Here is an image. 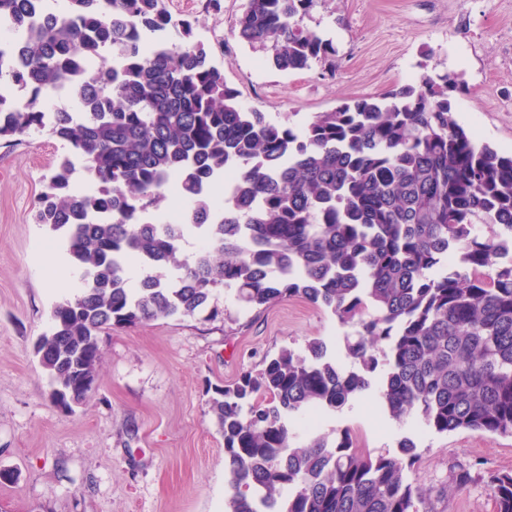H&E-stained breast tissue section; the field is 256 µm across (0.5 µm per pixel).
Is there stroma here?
Returning a JSON list of instances; mask_svg holds the SVG:
<instances>
[{"instance_id":"stroma-1","label":"stroma","mask_w":512,"mask_h":512,"mask_svg":"<svg viewBox=\"0 0 512 512\" xmlns=\"http://www.w3.org/2000/svg\"><path fill=\"white\" fill-rule=\"evenodd\" d=\"M166 0L191 20V42L223 69L240 104L302 128L315 113L448 72L459 123L512 152V0H316L303 23L336 48L333 65L279 72L233 33L246 0ZM64 148L45 130L0 140V512H224V440L209 409L215 387L317 337L338 349L335 316L298 297L229 321L158 318L101 335L95 384L72 410L55 405L33 350L81 272L59 237L32 220L43 178ZM350 430L359 448L416 445L411 477L429 512H496L492 475L512 472V436L438 434L391 419L369 389L317 427ZM468 473L459 485V473Z\"/></svg>"}]
</instances>
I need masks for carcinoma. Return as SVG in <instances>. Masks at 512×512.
<instances>
[{"mask_svg": "<svg viewBox=\"0 0 512 512\" xmlns=\"http://www.w3.org/2000/svg\"><path fill=\"white\" fill-rule=\"evenodd\" d=\"M65 2L0 0V27L20 37L0 82L31 90L24 102L0 93V139L47 127L68 147L33 214L84 273L35 343L54 403L85 399L78 372L96 374L114 327L214 321L224 291L247 311L299 297L353 329L349 362L314 338L215 388L225 512H427L408 477L412 439L373 455L345 429L299 446L290 420L341 410L374 384L396 421L512 435V153L459 124L446 72L296 130L244 109L203 45L165 40L171 27L190 35L165 0ZM314 3L247 0L234 34L280 72L325 64L332 41L303 24ZM60 90L75 109L38 108ZM228 170L236 187L217 209ZM173 185L185 222L145 220ZM192 229L201 247L187 255ZM491 491L496 512H512V473Z\"/></svg>", "mask_w": 512, "mask_h": 512, "instance_id": "cac0c4a2", "label": "carcinoma"}]
</instances>
